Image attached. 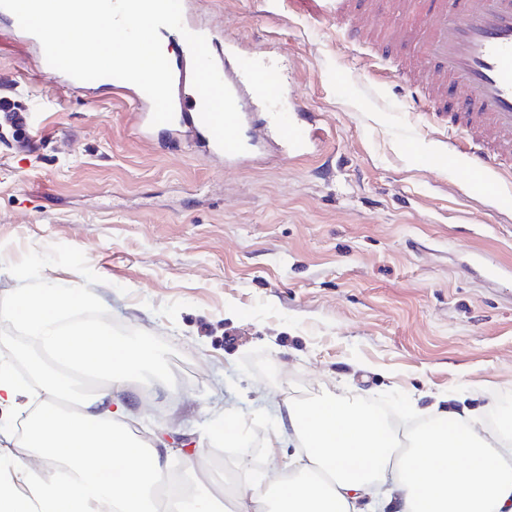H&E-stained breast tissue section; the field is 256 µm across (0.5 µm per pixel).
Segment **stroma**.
<instances>
[{
  "label": "stroma",
  "mask_w": 512,
  "mask_h": 512,
  "mask_svg": "<svg viewBox=\"0 0 512 512\" xmlns=\"http://www.w3.org/2000/svg\"><path fill=\"white\" fill-rule=\"evenodd\" d=\"M201 25L267 46L290 100L314 112L311 153L277 150L234 170L185 140H141L108 91L57 99L0 20V307L46 288L84 292L74 323L155 354L122 393L132 438L168 449L169 470L224 501L214 468L258 444L259 478L297 441L288 401L325 392L384 408L399 432L495 402L512 417V210L463 187L437 158L458 134L418 108L394 71L374 76L308 0H193ZM152 369V370H153ZM0 408V457L37 462L22 424L41 404Z\"/></svg>",
  "instance_id": "obj_1"
}]
</instances>
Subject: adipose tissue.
<instances>
[{
    "instance_id": "adipose-tissue-1",
    "label": "adipose tissue",
    "mask_w": 512,
    "mask_h": 512,
    "mask_svg": "<svg viewBox=\"0 0 512 512\" xmlns=\"http://www.w3.org/2000/svg\"><path fill=\"white\" fill-rule=\"evenodd\" d=\"M84 304V296L47 288L0 309L61 366L42 376L44 400L24 437L25 447L44 449L53 473L12 462L14 481L31 494L0 493V512H100L103 504L111 512H160L153 490L167 478L166 462L131 438L123 423L129 411L115 394L153 354L104 328L63 323V309ZM76 373L105 375L109 385L81 395ZM283 421L301 444L298 475L235 491V512H512V442L469 413L438 410L402 451L371 410L331 393L286 403ZM387 481L385 496L371 497L372 485Z\"/></svg>"
}]
</instances>
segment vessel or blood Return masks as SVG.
Returning <instances> with one entry per match:
<instances>
[{
  "mask_svg": "<svg viewBox=\"0 0 512 512\" xmlns=\"http://www.w3.org/2000/svg\"><path fill=\"white\" fill-rule=\"evenodd\" d=\"M317 15L328 22L348 25L356 33L353 46L364 49L397 43L409 50L398 61L399 76L421 108L441 113L451 130L464 134L466 145L440 156L443 164L466 160L465 185L471 192L499 198L496 182L487 177L493 169L512 174V0H390L388 10L358 11L357 0H314ZM184 31L160 28L161 37L176 43L167 53L173 78L174 118L169 131L195 137L204 153L234 168L247 161L248 150L273 137L289 154L308 155L307 127L313 112L297 107L290 112L270 111L283 91V74L274 64L259 62L239 39L225 41L215 54L218 70L231 89L240 116L266 115L263 128H249L242 138L241 154H226L200 117L201 99L192 85V56L185 32L201 33L190 7L182 9ZM38 66L50 71L57 93H65L76 79L50 70L40 41H33ZM89 89H107L132 106L139 130L151 127L153 106L137 86L115 78L89 82ZM458 98L449 99V90Z\"/></svg>",
  "mask_w": 512,
  "mask_h": 512,
  "instance_id": "obj_1",
  "label": "vessel or blood"
}]
</instances>
